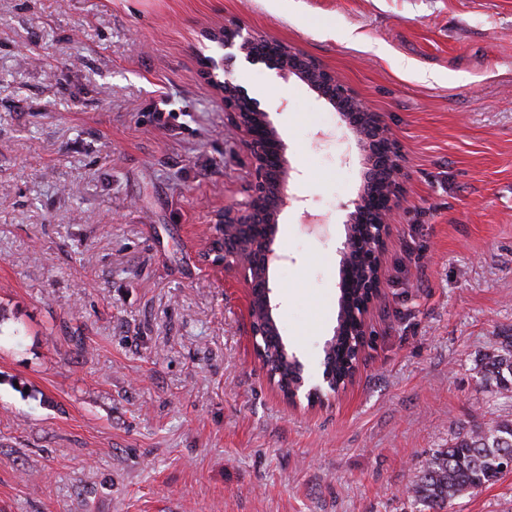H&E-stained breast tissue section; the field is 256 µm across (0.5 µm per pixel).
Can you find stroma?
<instances>
[{"label": "stroma", "mask_w": 512, "mask_h": 512, "mask_svg": "<svg viewBox=\"0 0 512 512\" xmlns=\"http://www.w3.org/2000/svg\"><path fill=\"white\" fill-rule=\"evenodd\" d=\"M233 21L331 70L403 154L354 383L291 409L243 288L204 255L255 182L200 59ZM297 175L270 270L316 360L338 311L352 133L242 61ZM512 0H0V512H425L458 435L512 418ZM450 512H512V473ZM483 378L501 391L512 392V338L505 341L502 353H493L482 366Z\"/></svg>", "instance_id": "stroma-1"}]
</instances>
